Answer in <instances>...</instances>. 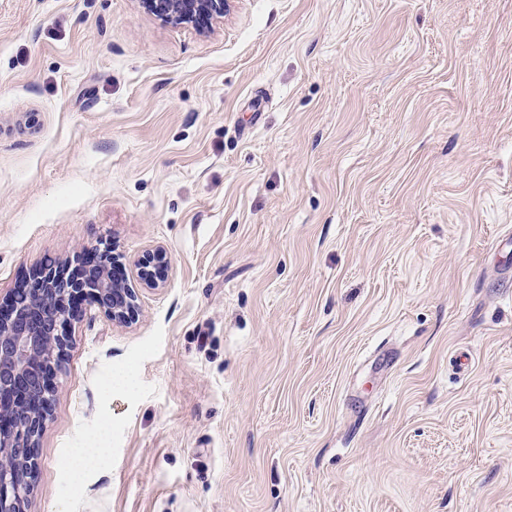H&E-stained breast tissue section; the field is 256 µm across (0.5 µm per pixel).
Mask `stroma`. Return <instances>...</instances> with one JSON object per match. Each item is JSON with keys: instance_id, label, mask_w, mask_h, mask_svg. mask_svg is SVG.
I'll use <instances>...</instances> for the list:
<instances>
[{"instance_id": "1", "label": "stroma", "mask_w": 512, "mask_h": 512, "mask_svg": "<svg viewBox=\"0 0 512 512\" xmlns=\"http://www.w3.org/2000/svg\"><path fill=\"white\" fill-rule=\"evenodd\" d=\"M511 235L512 0H0V305L103 241L139 287L28 512H512ZM145 8L166 20L184 23L198 16H223L229 0H142ZM166 252L159 249L140 261L138 277L147 288L159 287L164 268L167 266ZM107 446V432L88 437L87 445L79 448L72 459L71 465L75 472L84 474L90 469L106 467L111 459V448Z\"/></svg>"}]
</instances>
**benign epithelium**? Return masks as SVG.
<instances>
[{
    "mask_svg": "<svg viewBox=\"0 0 512 512\" xmlns=\"http://www.w3.org/2000/svg\"><path fill=\"white\" fill-rule=\"evenodd\" d=\"M165 19L184 23L198 16H222L228 0H142ZM167 255L158 250L140 261L138 277L159 287ZM91 301L114 320L138 311L136 289L110 281L104 273L68 277L49 264L32 288L15 290L0 312V512H27L35 487L37 442L50 415L56 377L69 347V327L78 308Z\"/></svg>",
    "mask_w": 512,
    "mask_h": 512,
    "instance_id": "7a95c632",
    "label": "benign epithelium"
}]
</instances>
